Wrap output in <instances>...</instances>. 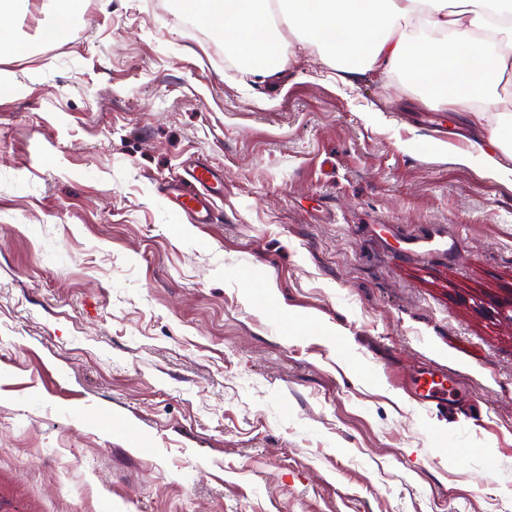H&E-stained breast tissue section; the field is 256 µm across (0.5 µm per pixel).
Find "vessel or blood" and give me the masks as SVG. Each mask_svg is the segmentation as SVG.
<instances>
[{
	"label": "vessel or blood",
	"mask_w": 512,
	"mask_h": 512,
	"mask_svg": "<svg viewBox=\"0 0 512 512\" xmlns=\"http://www.w3.org/2000/svg\"><path fill=\"white\" fill-rule=\"evenodd\" d=\"M217 180L213 165L191 160L185 165L184 175L164 183L161 192L194 223L208 224L215 214L212 189ZM460 388L461 376L458 372L444 366L430 365L409 381L407 392L417 404L443 417L459 412Z\"/></svg>",
	"instance_id": "vessel-or-blood-1"
}]
</instances>
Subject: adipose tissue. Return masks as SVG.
I'll return each mask as SVG.
<instances>
[{
    "instance_id": "obj_1",
    "label": "adipose tissue",
    "mask_w": 512,
    "mask_h": 512,
    "mask_svg": "<svg viewBox=\"0 0 512 512\" xmlns=\"http://www.w3.org/2000/svg\"><path fill=\"white\" fill-rule=\"evenodd\" d=\"M185 0L237 56L268 78L288 65L286 35L317 49L343 86L373 72L404 75L425 104L466 115L487 132L456 151L458 162L512 180V113L497 90L512 72V0Z\"/></svg>"
}]
</instances>
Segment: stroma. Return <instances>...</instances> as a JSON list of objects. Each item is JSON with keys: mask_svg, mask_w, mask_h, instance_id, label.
<instances>
[{"mask_svg": "<svg viewBox=\"0 0 512 512\" xmlns=\"http://www.w3.org/2000/svg\"><path fill=\"white\" fill-rule=\"evenodd\" d=\"M0 55V512H512V183L403 81L227 72L181 0ZM213 223L159 195L187 159ZM460 370L469 416L402 388Z\"/></svg>", "mask_w": 512, "mask_h": 512, "instance_id": "35a3bbf8", "label": "stroma"}]
</instances>
